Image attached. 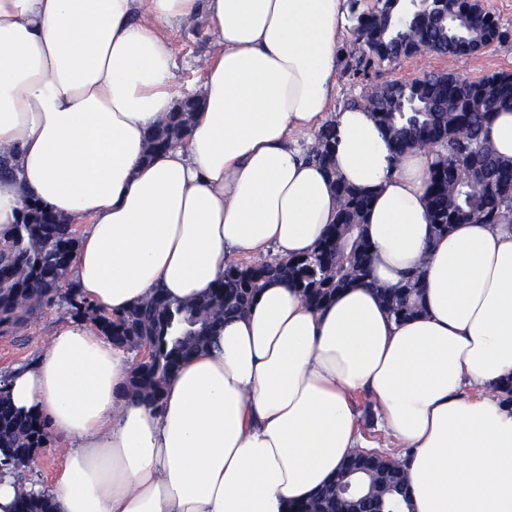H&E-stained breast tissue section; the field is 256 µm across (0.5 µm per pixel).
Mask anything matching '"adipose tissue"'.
Listing matches in <instances>:
<instances>
[{"mask_svg": "<svg viewBox=\"0 0 512 512\" xmlns=\"http://www.w3.org/2000/svg\"><path fill=\"white\" fill-rule=\"evenodd\" d=\"M205 8L214 51L185 141L146 136L183 91L172 37ZM346 0H0V244L29 199L80 225L69 273L100 310L154 289L201 298L228 263L312 251L337 210L306 157L333 123V163L371 193L367 286L320 310L272 279L217 346L182 362L162 409L125 396L129 364L98 325L69 319L36 359L0 375L41 417L61 467L55 512H294L364 439L368 391L410 480L413 512H512V226L436 235L432 149L397 154L371 112L332 110ZM421 314L395 320L378 289L407 271ZM476 387L479 398L465 396Z\"/></svg>", "mask_w": 512, "mask_h": 512, "instance_id": "1", "label": "adipose tissue"}]
</instances>
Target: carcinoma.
<instances>
[{
  "label": "carcinoma",
  "mask_w": 512,
  "mask_h": 512,
  "mask_svg": "<svg viewBox=\"0 0 512 512\" xmlns=\"http://www.w3.org/2000/svg\"><path fill=\"white\" fill-rule=\"evenodd\" d=\"M457 11L461 28L474 32L496 16L486 6L478 14L471 2L460 0ZM430 4L417 7L406 0H382L357 17L353 28L359 45L351 68L359 74L375 63L435 50L451 60L463 57L448 51L454 32L448 21L433 16ZM347 108L364 107L373 112L389 135L396 152L437 146L427 186L430 223L438 235L469 221L512 226V159L501 157L487 137L494 113L512 109V73L496 72L469 81L454 72H429L411 81H391L372 86ZM194 119L192 112H172L148 134L151 152L165 150L184 136ZM319 147L308 158L331 179L339 207L336 219L309 254L280 261L276 258L250 264L230 265L212 292L190 306L172 307L162 290L145 301L98 320L112 344L126 352L141 344L150 356L131 363L127 391L160 406L164 384L190 355L212 345L224 322L243 314L263 284L281 279L302 293L315 309L330 303L336 294L368 276L372 244L363 224L372 204L371 195L338 176L332 164L335 130L324 126L317 134ZM75 231L64 220L31 201L16 225L11 240L0 247V335L17 334L27 315L38 305L64 301L77 316L92 309L86 300L68 289L60 291L75 252ZM423 283L419 275L407 278L395 289L381 293V300L397 320L422 310ZM47 424L33 413L14 408L0 395V470L22 465V456L33 446L45 444ZM347 470L317 494L313 512H344L336 485ZM361 512H412V497L400 463L394 467L381 494L360 505ZM19 512H53L50 502L28 492L21 494Z\"/></svg>",
  "instance_id": "obj_1"
}]
</instances>
